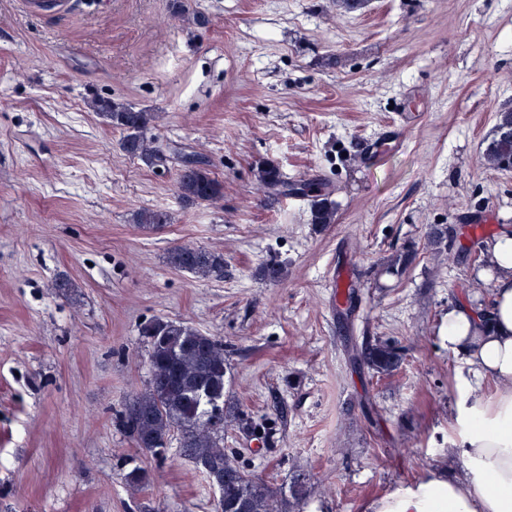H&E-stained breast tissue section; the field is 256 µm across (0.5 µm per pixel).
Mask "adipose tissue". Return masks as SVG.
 Listing matches in <instances>:
<instances>
[{"label":"adipose tissue","instance_id":"ef3b65f1","mask_svg":"<svg viewBox=\"0 0 512 512\" xmlns=\"http://www.w3.org/2000/svg\"><path fill=\"white\" fill-rule=\"evenodd\" d=\"M479 277L493 287L489 318L460 305L449 309L441 328L467 368L468 392L486 379L497 387L491 402L457 413L464 476L382 500L376 512H512V229L488 241Z\"/></svg>","mask_w":512,"mask_h":512}]
</instances>
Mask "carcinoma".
Here are the masks:
<instances>
[{"instance_id":"1","label":"carcinoma","mask_w":512,"mask_h":512,"mask_svg":"<svg viewBox=\"0 0 512 512\" xmlns=\"http://www.w3.org/2000/svg\"><path fill=\"white\" fill-rule=\"evenodd\" d=\"M105 123L121 133V149L149 167L160 165L161 149L149 135L154 115L130 105L94 99L88 103ZM484 165L490 170L512 167V121L498 120L483 152ZM261 187L282 182L279 169L267 163L257 170ZM179 197L192 203H214L224 197V182L199 166L183 169L176 185ZM171 222L168 211L143 209L136 214V226L157 230ZM312 223H335V208L327 200L314 202ZM167 265L199 278H208L224 267V255L202 247L177 245L168 250ZM149 345V372L156 385L137 394L121 416L125 432L136 431L135 446L151 454L166 447L174 435H180L181 447L189 451L196 465L207 464L224 471V494L229 501L246 500V512H288V500L277 498L263 481L246 478L224 453V435L209 428L211 414L224 402V342L202 333L183 321L155 318L140 328ZM400 354L390 344L368 349L365 361L377 372H389L399 362Z\"/></svg>"}]
</instances>
